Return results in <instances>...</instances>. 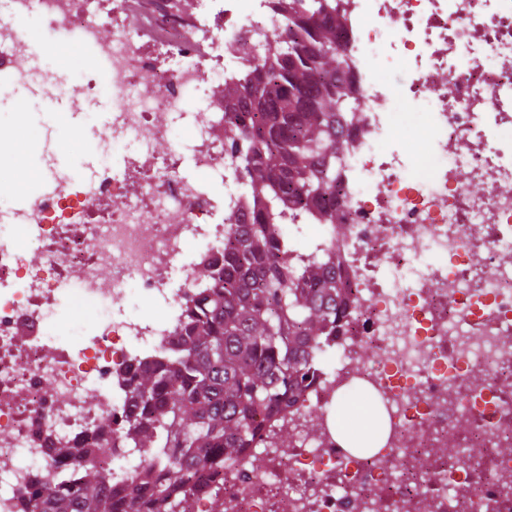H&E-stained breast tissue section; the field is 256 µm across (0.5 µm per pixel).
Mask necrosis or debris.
Segmentation results:
<instances>
[{
    "label": "necrosis or debris",
    "instance_id": "1",
    "mask_svg": "<svg viewBox=\"0 0 512 512\" xmlns=\"http://www.w3.org/2000/svg\"><path fill=\"white\" fill-rule=\"evenodd\" d=\"M192 3L190 19L156 8L132 26L131 0H0V68L83 112L104 61L110 136L130 151L122 166L35 194L23 218L39 264L0 245V512H20L21 490L67 464L60 447L107 444L90 393L121 411L132 366L173 342L196 269L220 260L226 217L248 207L215 188L230 159L206 75L251 59L281 20L271 0ZM338 4L364 112L336 166L350 232L335 240L320 224L311 241L331 242L352 286L349 324L299 402L268 422L264 468L225 464L194 512H512V0ZM38 27L93 49L76 79L32 68ZM380 57L402 79L380 77ZM200 94L206 111H188ZM162 114L188 122L210 183L181 174L180 150L157 155ZM415 124L413 153L404 131ZM115 196L124 206L95 220L91 202ZM65 284L100 304L88 335L65 336ZM134 293L166 315L129 316ZM353 387L387 413V442L368 457L336 433V397ZM283 426L296 433L285 448Z\"/></svg>",
    "mask_w": 512,
    "mask_h": 512
}]
</instances>
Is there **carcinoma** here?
Instances as JSON below:
<instances>
[{"label": "carcinoma", "instance_id": "obj_1", "mask_svg": "<svg viewBox=\"0 0 512 512\" xmlns=\"http://www.w3.org/2000/svg\"><path fill=\"white\" fill-rule=\"evenodd\" d=\"M285 23L268 50L224 81V150L229 179L256 201L224 235L221 264H204L174 347L128 382L118 421L98 420L120 448L142 452L139 471L119 489L84 456L110 448L67 447L72 463L54 470L48 494L22 497V512H192L202 480L260 441L269 417L293 404L314 381V358L349 317L352 287L328 244L288 250L281 225L316 213L333 234L348 232L338 208L336 157L361 107L345 76L342 17L336 0H273Z\"/></svg>", "mask_w": 512, "mask_h": 512}]
</instances>
